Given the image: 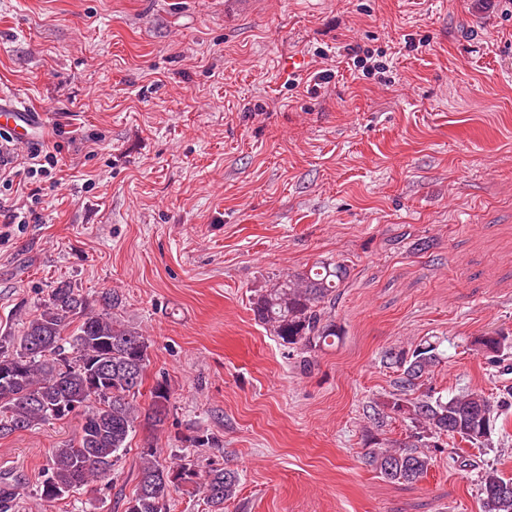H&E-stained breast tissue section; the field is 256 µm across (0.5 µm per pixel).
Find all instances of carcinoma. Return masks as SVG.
<instances>
[{
	"label": "carcinoma",
	"instance_id": "1",
	"mask_svg": "<svg viewBox=\"0 0 512 512\" xmlns=\"http://www.w3.org/2000/svg\"><path fill=\"white\" fill-rule=\"evenodd\" d=\"M350 276L343 261L322 260L310 268L278 276L251 301L254 319L283 345L300 351L303 367L315 354L341 339L335 306L339 288ZM122 298L105 288L90 300L67 282L52 289L40 310L25 318L21 334H0V436L31 430L72 414L82 417L73 441L52 449L35 488L41 499H65L75 489L112 476L137 424H164L169 388L155 385L148 407L137 398L149 366L150 340L114 313ZM488 364L501 367L512 357V337L494 331L475 340ZM442 342L426 339L413 350L383 353L392 370V391L375 402L372 417L384 427L398 417L405 442L396 448L373 446L364 464L382 478L415 484L445 452L443 436L459 437L471 448L488 445L496 418L512 407V391L498 400L482 392L450 399L433 394L431 374L444 363ZM163 449L142 448L138 482L124 512H168L178 492L200 494L209 512H224L239 492L241 476L230 467L203 472L190 455L162 462ZM19 485L0 478V507L18 495ZM479 493L483 512H512V477L490 466L482 469Z\"/></svg>",
	"mask_w": 512,
	"mask_h": 512
}]
</instances>
